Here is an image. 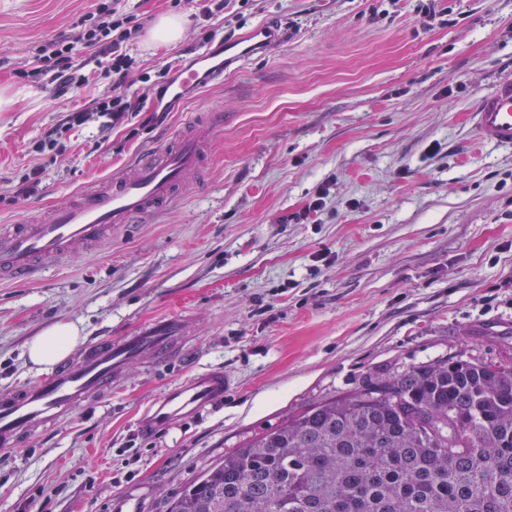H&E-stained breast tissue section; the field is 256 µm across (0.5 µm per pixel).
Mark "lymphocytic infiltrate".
<instances>
[{"label":"lymphocytic infiltrate","instance_id":"1","mask_svg":"<svg viewBox=\"0 0 512 512\" xmlns=\"http://www.w3.org/2000/svg\"><path fill=\"white\" fill-rule=\"evenodd\" d=\"M141 27L137 15L126 12L121 0H102L96 16L71 35H62L42 45L35 56L38 71L56 82L59 91L86 83L81 73L89 63L103 62V74L111 78L114 95L99 99L96 112L107 116L111 125L127 120L132 104L120 89L134 60L127 44Z\"/></svg>","mask_w":512,"mask_h":512}]
</instances>
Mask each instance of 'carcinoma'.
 Wrapping results in <instances>:
<instances>
[{
	"mask_svg": "<svg viewBox=\"0 0 512 512\" xmlns=\"http://www.w3.org/2000/svg\"><path fill=\"white\" fill-rule=\"evenodd\" d=\"M172 512H512V366L369 376L225 455Z\"/></svg>",
	"mask_w": 512,
	"mask_h": 512,
	"instance_id": "cac0c4a2",
	"label": "carcinoma"
}]
</instances>
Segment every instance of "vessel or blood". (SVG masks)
I'll list each match as a JSON object with an SVG mask.
<instances>
[{"label":"vessel or blood","instance_id":"obj_1","mask_svg":"<svg viewBox=\"0 0 512 512\" xmlns=\"http://www.w3.org/2000/svg\"><path fill=\"white\" fill-rule=\"evenodd\" d=\"M287 37L282 26L261 27L242 41L227 42L224 63L244 64ZM471 118L484 141L512 148V78L480 95ZM223 124L220 115H205L201 124L179 134L168 147L142 152L129 167L85 188L75 201L52 210L44 220L15 224L0 233V278L32 280L40 262L70 257L103 242L115 228L161 212L205 167L210 136ZM188 330L180 318L151 320L132 334L93 342L34 385L0 393V452L18 447L63 410L109 396L134 363L148 361L166 369L180 358L179 345ZM231 386L230 378L217 368L191 373L148 403L139 428L148 436L159 434L222 401Z\"/></svg>","mask_w":512,"mask_h":512}]
</instances>
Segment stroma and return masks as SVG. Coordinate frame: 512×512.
<instances>
[{
    "label": "stroma",
    "instance_id": "stroma-1",
    "mask_svg": "<svg viewBox=\"0 0 512 512\" xmlns=\"http://www.w3.org/2000/svg\"><path fill=\"white\" fill-rule=\"evenodd\" d=\"M96 0H0V227L29 224L162 147L196 114L220 112L203 176L167 210L86 252L0 283V391L36 383L31 337L57 322L86 341L151 318L191 323L180 348L235 383L223 402L144 436L145 402L186 366L133 365L110 397L77 407L0 453V512H170L185 485L292 412L371 374L464 356L512 364V150L479 140L477 97L512 76V0H124L143 19L123 87L141 111L107 128L112 82L67 94L36 72L41 43L79 30ZM162 15L188 19L148 42ZM278 23L288 39L223 82L207 80L151 119L144 76L188 66ZM57 151L35 144L62 113ZM42 187L17 197L32 166ZM327 190L322 211L305 206ZM58 127L50 128L44 133V136L37 142L35 152L43 153L45 151H53L57 146V139L60 127L68 129L79 127L88 122V113L84 111L66 112L63 118L59 120Z\"/></svg>",
    "mask_w": 512,
    "mask_h": 512
}]
</instances>
